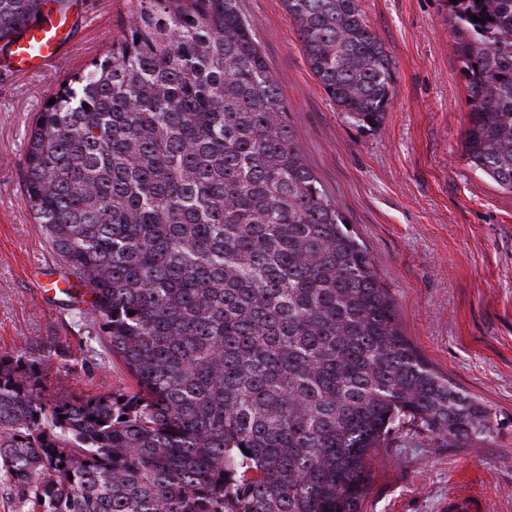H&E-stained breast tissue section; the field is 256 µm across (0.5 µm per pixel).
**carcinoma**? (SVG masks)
I'll return each mask as SVG.
<instances>
[{
	"label": "carcinoma",
	"instance_id": "obj_1",
	"mask_svg": "<svg viewBox=\"0 0 512 512\" xmlns=\"http://www.w3.org/2000/svg\"><path fill=\"white\" fill-rule=\"evenodd\" d=\"M284 2L325 94L379 128L394 64L358 0ZM51 3L71 0H0V43ZM448 13L465 160L512 193V0ZM54 98L30 126L23 192L63 293L91 296L139 392L51 397L37 363L0 357V479L27 512H360L394 430L491 433V409L401 334L237 0H138L124 38Z\"/></svg>",
	"mask_w": 512,
	"mask_h": 512
}]
</instances>
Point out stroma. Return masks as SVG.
Listing matches in <instances>:
<instances>
[{"instance_id": "stroma-1", "label": "stroma", "mask_w": 512, "mask_h": 512, "mask_svg": "<svg viewBox=\"0 0 512 512\" xmlns=\"http://www.w3.org/2000/svg\"><path fill=\"white\" fill-rule=\"evenodd\" d=\"M138 0H76L56 67L0 66V356L39 363L46 395L136 392L91 319L56 282L67 269L35 224L22 162L33 116L65 76L126 34ZM395 63L379 129L347 120L310 71L283 0H238L288 106L305 164L346 213L397 306L401 332L491 409L481 443L445 446L402 428L377 449L361 512H512V194L463 157L469 125L447 0H358Z\"/></svg>"}]
</instances>
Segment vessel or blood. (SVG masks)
Masks as SVG:
<instances>
[{"instance_id": "b4317fda", "label": "vessel or blood", "mask_w": 512, "mask_h": 512, "mask_svg": "<svg viewBox=\"0 0 512 512\" xmlns=\"http://www.w3.org/2000/svg\"><path fill=\"white\" fill-rule=\"evenodd\" d=\"M71 24L67 17L53 13L42 24L21 33L9 52L10 60L38 71L58 62L68 41Z\"/></svg>"}]
</instances>
